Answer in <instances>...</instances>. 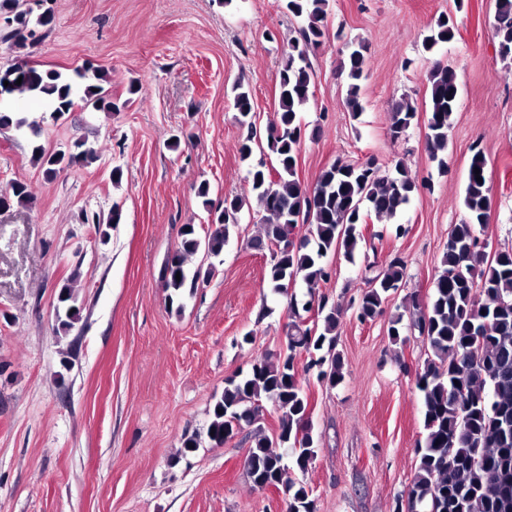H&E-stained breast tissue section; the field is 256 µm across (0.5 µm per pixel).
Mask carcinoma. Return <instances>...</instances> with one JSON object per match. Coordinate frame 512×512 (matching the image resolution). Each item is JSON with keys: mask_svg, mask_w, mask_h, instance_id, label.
Masks as SVG:
<instances>
[{"mask_svg": "<svg viewBox=\"0 0 512 512\" xmlns=\"http://www.w3.org/2000/svg\"><path fill=\"white\" fill-rule=\"evenodd\" d=\"M283 8L300 22L299 37L288 42L279 72L278 108L275 119L260 131L248 120L246 136L239 152L251 158L254 149L266 144L275 165L264 160L251 164L247 179L251 192L260 202L264 215L263 235L251 246L270 251L268 281L276 292L291 280L301 279L308 291L302 299L290 297L287 350L276 363L258 360L239 379H230L223 395L215 402L207 438L221 446L245 426L253 427L246 456L247 474L252 483L267 481L282 487L288 512H315L306 486L291 477L290 468L308 470L317 456L309 403L302 387V376L317 370L320 380L336 384L344 377V361L336 352L341 310L326 296L319 298L313 289L332 277L333 269L324 259L331 251L342 250L351 258L363 240L358 225L373 215L391 219L409 203L423 184L398 164L395 173L382 176L372 161L361 164L338 160L323 169L315 184L305 186L297 176L303 126L300 112L312 95L314 73L309 61L311 47L321 44L326 34L329 0H282ZM21 16L17 29H0V41L16 49L31 45L35 27L52 22L48 11L35 12L22 0H0V15ZM496 52L503 61L512 60V0H495L493 23ZM456 27L441 15L424 38L431 52L451 42ZM367 47L361 41L348 46L340 60V72L347 79L345 105L355 114L363 111L361 80L366 66ZM21 84H16V81ZM9 85H4V82ZM110 76L103 69L77 68L65 77L53 70H40L25 61L0 68V90L9 97L45 100L51 103L50 117L60 119L74 106L77 92L97 112L119 110L105 84ZM459 97L457 75L451 66L437 63L427 75L426 148L432 160L447 166L448 118ZM233 104L241 116L253 112L252 97L243 85L233 88ZM418 107L404 98L390 116V135L401 136L415 122ZM39 123L20 112L0 111V128L29 129L37 133ZM98 151L77 140L69 150L50 152L38 145L33 162L50 177L76 163L91 164ZM482 181H477L476 177ZM196 195L207 214L209 231L200 234L194 224L181 230V240L170 253L163 269L166 287L180 295L194 292L215 270L190 271L186 259L202 253L217 259L238 223L244 208L239 196L224 197V209L213 212L209 183L201 182ZM33 201L29 186L16 181L0 194V206H28ZM468 219L452 226L434 282V295L421 313L418 330L430 355L417 376L423 393L424 446L418 449V470L406 493L398 496L395 512H512V249L486 254L480 246L478 227L488 223L491 197L487 186L485 159L476 152L471 159L463 198ZM84 223L108 229L120 223L121 211L113 205L108 216H83ZM307 234L293 244L299 225ZM407 261L396 254L368 280L355 308L361 323L373 320L381 311L390 291L400 287ZM317 304L319 312L310 322L304 320L308 306ZM58 329L68 332L81 319V307L73 287L60 288L55 308ZM308 355L300 366L297 358ZM281 411L279 432L267 435L258 421L263 401ZM292 459V466L283 462Z\"/></svg>", "mask_w": 512, "mask_h": 512, "instance_id": "obj_1", "label": "carcinoma"}]
</instances>
